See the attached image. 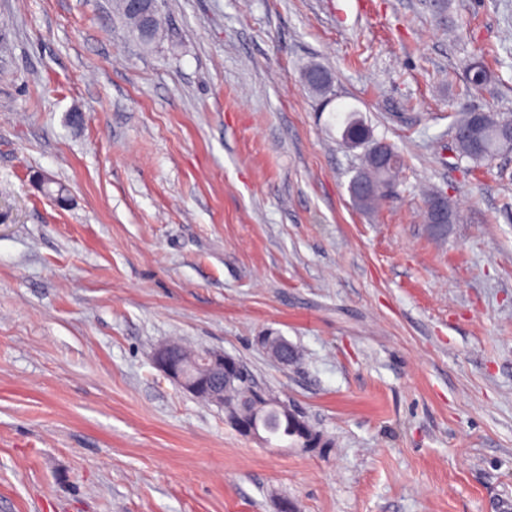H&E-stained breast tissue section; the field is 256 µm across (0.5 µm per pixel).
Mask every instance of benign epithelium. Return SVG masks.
Returning a JSON list of instances; mask_svg holds the SVG:
<instances>
[{
  "label": "benign epithelium",
  "mask_w": 512,
  "mask_h": 512,
  "mask_svg": "<svg viewBox=\"0 0 512 512\" xmlns=\"http://www.w3.org/2000/svg\"><path fill=\"white\" fill-rule=\"evenodd\" d=\"M155 3L157 0H128L130 10L140 16L144 29H149L154 24L155 14L150 5ZM424 221L439 228L448 224V215L440 203L429 202L424 208ZM257 343L279 363H294L292 347L286 338L260 336ZM153 359L155 365L186 392L195 397L205 395L213 404L224 409L225 421L242 433V436L257 440L267 447L272 446L269 435L262 428L255 424L248 429L242 428L238 409L224 403V387L250 383L252 374L240 360L221 351H208L202 355L200 364L188 370L173 359L172 347L166 344L155 349ZM249 405L252 406V413L255 415L268 406H276L300 429L310 435L313 434L308 421L299 410L280 401L276 395L264 388L253 391Z\"/></svg>",
  "instance_id": "benign-epithelium-1"
}]
</instances>
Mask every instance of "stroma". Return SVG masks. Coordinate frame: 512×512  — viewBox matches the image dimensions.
Segmentation results:
<instances>
[{"label": "stroma", "mask_w": 512, "mask_h": 512, "mask_svg": "<svg viewBox=\"0 0 512 512\" xmlns=\"http://www.w3.org/2000/svg\"><path fill=\"white\" fill-rule=\"evenodd\" d=\"M160 5L147 47L113 0H0V512H512V153L472 170L451 137L512 117V0ZM352 108L406 162L375 212ZM173 340L329 447L240 436L154 365ZM435 198H443L448 203V213L451 216L452 221L456 217V211L448 202L447 198L443 197L440 191H433L428 194L426 202L429 203H427L424 208V221L426 224H433L435 227L439 228L449 224L448 215L447 212L441 208L439 202H430ZM257 343L279 363L284 365L294 363L290 353L292 347L283 336H259ZM248 404L252 406V413L255 416H257V414L261 410L268 406H276L280 408L283 411V413L288 416L289 420L294 422L305 433L310 434L312 437L315 436L305 416L302 415V413L299 410H297L290 404L288 405L280 401V399L276 395H274L273 393L264 388H261L260 386L258 390L253 391L251 399L249 400Z\"/></svg>", "instance_id": "stroma-1"}]
</instances>
